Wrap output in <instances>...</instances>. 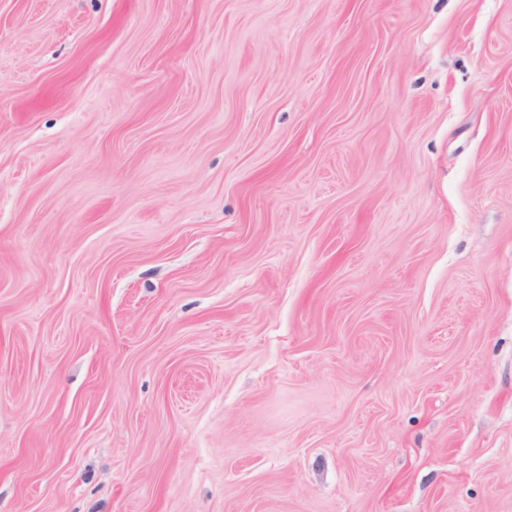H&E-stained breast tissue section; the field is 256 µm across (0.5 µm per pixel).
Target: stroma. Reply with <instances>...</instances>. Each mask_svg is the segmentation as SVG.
Wrapping results in <instances>:
<instances>
[{
	"label": "stroma",
	"mask_w": 512,
	"mask_h": 512,
	"mask_svg": "<svg viewBox=\"0 0 512 512\" xmlns=\"http://www.w3.org/2000/svg\"><path fill=\"white\" fill-rule=\"evenodd\" d=\"M0 512H512V0H0Z\"/></svg>",
	"instance_id": "1"
}]
</instances>
